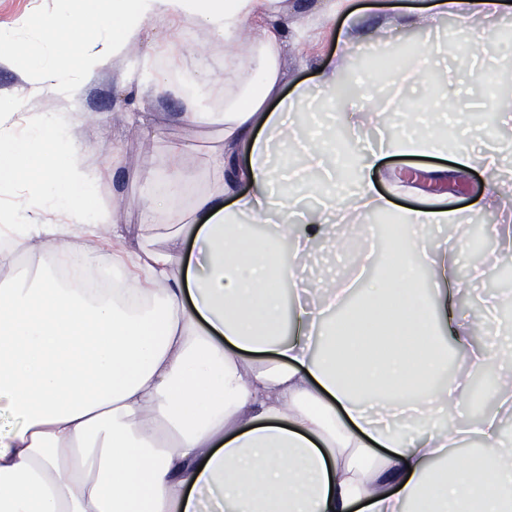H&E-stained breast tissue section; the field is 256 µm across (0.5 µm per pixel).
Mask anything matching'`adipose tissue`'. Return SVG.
<instances>
[{"instance_id": "ef3b65f1", "label": "adipose tissue", "mask_w": 512, "mask_h": 512, "mask_svg": "<svg viewBox=\"0 0 512 512\" xmlns=\"http://www.w3.org/2000/svg\"><path fill=\"white\" fill-rule=\"evenodd\" d=\"M26 19L71 51L34 59L26 41L0 33V64L30 72L31 92L56 90L77 104L112 59L140 41L147 21L193 18L224 41L220 111L202 112L200 72L172 77L144 62L140 85L180 98V120L220 123L209 154L210 187L191 226L169 225L162 246L109 229L90 201L97 178L71 152L63 115H19L0 103V181L29 192L0 237V512H512V447L498 413L512 411V346L477 343L458 306L456 249L428 246L412 227L463 224L494 212L500 251L512 257V179L500 150L449 148L424 130L388 129L378 149L349 160L352 205L335 190L339 161L328 136L297 142L298 184L322 173L331 193L304 215L297 193L276 191L295 140L291 114L312 94L334 93L346 65L332 57L315 86L283 90L279 59L288 32L281 0H55ZM504 0H431L408 61L386 73L398 89L429 82L432 33L453 19L468 55L490 58ZM480 18L478 38L471 21ZM387 157H427L420 181L377 187ZM481 171L485 190L467 207L428 191L434 181ZM420 200L396 209L394 196ZM56 211L57 224L40 215ZM349 212H397L393 261L360 302L327 321L344 281L323 265L304 296L301 274ZM112 236V286L91 298L57 275L92 242ZM193 240L195 259L184 253ZM430 274L421 288L419 274ZM294 294L285 308L282 287ZM455 348L461 374L447 372ZM495 366V412L458 418L466 373ZM478 452L459 453L469 438Z\"/></svg>"}]
</instances>
